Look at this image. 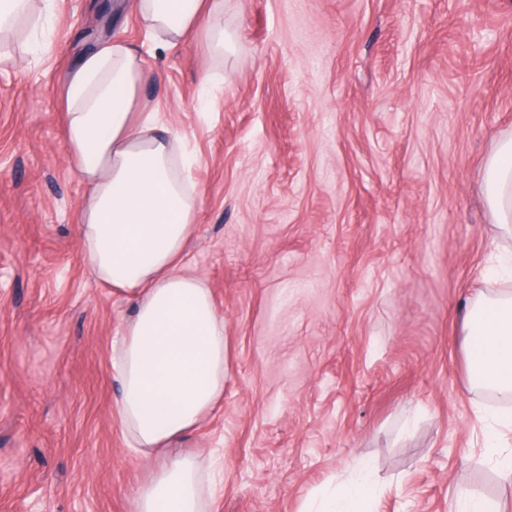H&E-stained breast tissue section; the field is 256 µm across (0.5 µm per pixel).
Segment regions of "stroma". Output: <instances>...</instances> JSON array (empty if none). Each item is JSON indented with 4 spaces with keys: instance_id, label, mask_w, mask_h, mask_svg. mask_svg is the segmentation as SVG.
I'll list each match as a JSON object with an SVG mask.
<instances>
[{
    "instance_id": "1",
    "label": "stroma",
    "mask_w": 512,
    "mask_h": 512,
    "mask_svg": "<svg viewBox=\"0 0 512 512\" xmlns=\"http://www.w3.org/2000/svg\"><path fill=\"white\" fill-rule=\"evenodd\" d=\"M112 2L36 0L48 23L0 40V512H131L154 467L114 414L133 309L82 258L62 135L103 38L140 50L203 196L185 270L224 317V399L172 451H213L212 512H312L359 462L376 512H512L463 320L512 250L483 194L512 133V0H227L221 59L154 50Z\"/></svg>"
}]
</instances>
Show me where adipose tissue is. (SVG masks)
Returning <instances> with one entry per match:
<instances>
[{"mask_svg":"<svg viewBox=\"0 0 512 512\" xmlns=\"http://www.w3.org/2000/svg\"><path fill=\"white\" fill-rule=\"evenodd\" d=\"M155 45L198 39L224 48V0H132ZM139 52L103 42L68 72L63 135L69 167L84 185L82 252L96 278L126 296L134 313L112 343L116 412L130 448L147 458L207 419L224 398V318L202 280L183 270L202 198L142 93ZM108 136H98L99 128ZM484 196L497 223L512 225V135L489 156ZM474 386L512 393V291L478 292L465 317ZM373 477L351 482L314 512H371ZM214 479L200 457L177 456L153 472L132 512H209Z\"/></svg>","mask_w":512,"mask_h":512,"instance_id":"ef3b65f1","label":"adipose tissue"}]
</instances>
